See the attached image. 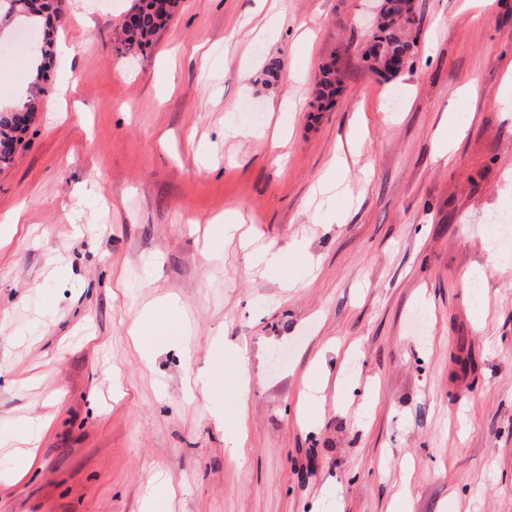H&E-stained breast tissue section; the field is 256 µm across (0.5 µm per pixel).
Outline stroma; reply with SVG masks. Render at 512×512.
<instances>
[{
  "instance_id": "35a3bbf8",
  "label": "stroma",
  "mask_w": 512,
  "mask_h": 512,
  "mask_svg": "<svg viewBox=\"0 0 512 512\" xmlns=\"http://www.w3.org/2000/svg\"><path fill=\"white\" fill-rule=\"evenodd\" d=\"M416 2L414 66L387 81L359 52L369 0H180L134 61L115 51L132 0H60L67 50L0 166V216L21 213L0 246V512H318L336 492L344 512H512V263L485 248L512 187V0L481 20ZM27 32L0 48V101L32 80ZM339 155L353 204L332 219L316 187ZM229 209L255 245L304 252L246 268L211 223ZM161 298L147 360L128 330ZM351 346V386L301 403ZM218 358L222 384L192 398ZM23 423L44 430L14 480ZM340 80L337 76L335 63L324 64L319 71L316 82V94L322 101L332 103L339 91Z\"/></svg>"
}]
</instances>
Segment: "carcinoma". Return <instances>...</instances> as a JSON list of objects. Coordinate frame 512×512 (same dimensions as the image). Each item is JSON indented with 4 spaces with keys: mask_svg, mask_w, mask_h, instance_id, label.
Segmentation results:
<instances>
[{
    "mask_svg": "<svg viewBox=\"0 0 512 512\" xmlns=\"http://www.w3.org/2000/svg\"><path fill=\"white\" fill-rule=\"evenodd\" d=\"M25 0H0V18L12 19L16 16H28L23 6ZM380 15L365 43L371 48H379L377 56L369 64V70L376 75L389 79L395 78L398 72L387 67L386 59L403 57L411 60L417 51L419 16L415 0H379ZM132 9L139 11L138 23L133 28H122L120 56H144L154 45L159 31L171 19L173 13L161 14L154 10L153 0H136ZM55 50L53 42V24L44 23L39 50L32 59L36 73L34 94L26 105L27 112L18 116L14 111L0 112V164L12 161L17 146L22 142V134L28 129V116L39 111L42 95L48 92L44 86L47 72L52 68ZM340 80L337 76L335 63L324 64L319 71L316 82L317 97L325 102H332L339 91Z\"/></svg>",
    "mask_w": 512,
    "mask_h": 512,
    "instance_id": "cac0c4a2",
    "label": "carcinoma"
}]
</instances>
